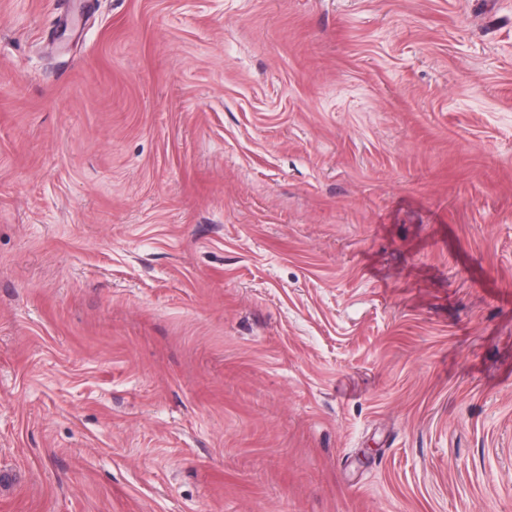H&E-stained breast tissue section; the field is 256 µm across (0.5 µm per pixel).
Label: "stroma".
<instances>
[{"mask_svg": "<svg viewBox=\"0 0 512 512\" xmlns=\"http://www.w3.org/2000/svg\"><path fill=\"white\" fill-rule=\"evenodd\" d=\"M0 512H512V0H0Z\"/></svg>", "mask_w": 512, "mask_h": 512, "instance_id": "35a3bbf8", "label": "stroma"}]
</instances>
